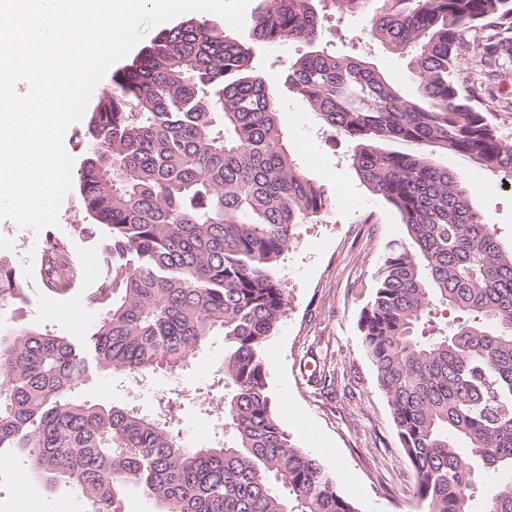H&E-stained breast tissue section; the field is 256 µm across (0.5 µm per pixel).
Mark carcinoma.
Wrapping results in <instances>:
<instances>
[{"label": "carcinoma", "instance_id": "cac0c4a2", "mask_svg": "<svg viewBox=\"0 0 512 512\" xmlns=\"http://www.w3.org/2000/svg\"><path fill=\"white\" fill-rule=\"evenodd\" d=\"M367 16V34L405 54L418 78L408 99L373 63L323 44L311 0H272L257 13L263 45L303 42L285 83L320 122L354 144L350 161L401 216L372 301L365 352L415 474L422 512H471L484 473L512 470V249L497 240L469 184L434 158L512 176V144L460 77L476 63L495 85L512 68V0H333ZM486 30L482 40L465 38ZM253 46L191 17L158 34L89 113L79 191L104 232L103 276L88 296L105 309L82 341L17 326L0 336V452L23 455L85 512H124L127 495L158 512H358L272 410L267 347L286 314L276 275L300 224L332 207L329 191L284 142L273 87ZM43 282L64 293L79 269L62 244ZM27 283L0 257V308ZM462 322L424 338L437 310ZM224 337V425L230 441L188 443L170 401L143 414L77 395L89 365L142 381L183 371ZM486 512H512V481Z\"/></svg>", "mask_w": 512, "mask_h": 512}]
</instances>
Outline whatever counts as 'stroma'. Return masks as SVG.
I'll list each match as a JSON object with an SVG mask.
<instances>
[{
    "label": "stroma",
    "mask_w": 512,
    "mask_h": 512,
    "mask_svg": "<svg viewBox=\"0 0 512 512\" xmlns=\"http://www.w3.org/2000/svg\"><path fill=\"white\" fill-rule=\"evenodd\" d=\"M322 21L329 50L373 62L409 97L418 80L408 59L371 41L366 21L339 12L332 0H312ZM306 50L305 44L258 46L257 70L273 86L278 122L289 149L310 176L325 185L334 207L325 222L300 225L293 248L277 275L288 291V310L268 345V383L275 413L292 441L312 451L334 477L341 494L358 512H421L414 495L415 476L393 423L386 397L362 343L358 322L371 301L375 273L385 244L404 237L396 210L371 194L352 168V145L332 137L307 103L284 82L288 65ZM469 84L501 137L512 141V72L492 88L477 75ZM442 163L464 180L481 178L475 202L489 223L499 228L504 247H512V184L501 186L497 174H474L456 157ZM373 223H362L365 213ZM90 217L78 188H71L59 212L54 233L66 244L81 272L67 293L52 292L40 278L35 255L45 236L0 220V255L11 260L28 283L25 299L0 310V329L19 325L63 336L84 335L101 317L87 297L100 276L102 241L82 232ZM224 339L211 337L188 368L177 376L156 374L140 383L91 373L81 385L83 399L152 412L161 396L179 399L175 413L184 433L198 444L218 441L209 430L212 407L223 389L218 386ZM326 374L334 384L317 389L312 376ZM0 512H85L82 499L65 488L48 489L22 456L0 455Z\"/></svg>",
    "instance_id": "stroma-1"
}]
</instances>
